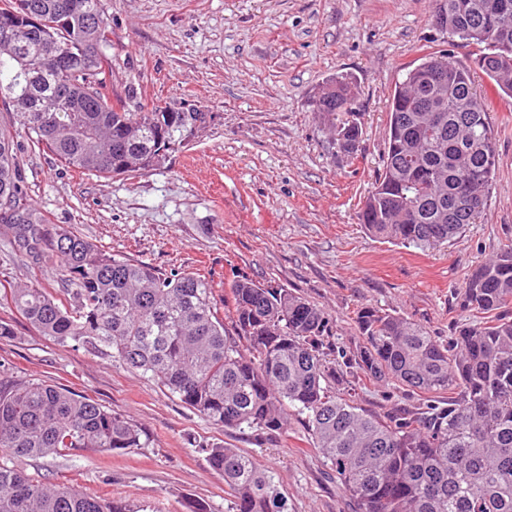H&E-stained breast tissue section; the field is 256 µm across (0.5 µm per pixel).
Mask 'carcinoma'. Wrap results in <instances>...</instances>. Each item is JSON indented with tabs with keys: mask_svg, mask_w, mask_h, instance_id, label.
Returning a JSON list of instances; mask_svg holds the SVG:
<instances>
[{
	"mask_svg": "<svg viewBox=\"0 0 512 512\" xmlns=\"http://www.w3.org/2000/svg\"><path fill=\"white\" fill-rule=\"evenodd\" d=\"M50 24L0 40V105L31 147L111 178L156 170L194 141L213 113L171 102L112 101L108 20L99 0H0ZM448 38L483 47L474 68L512 98V0H435ZM331 148L353 158L362 127L349 82L314 95ZM489 104L471 68L433 52L402 75L387 113L382 171L360 211L374 236L421 250L461 235L485 212L496 165ZM11 125H0V235L32 269L56 267L62 287L5 288L0 301L42 335L108 351L224 428L280 433L299 418L355 512H512V248L478 265L460 307L489 315L443 342L395 311L364 306L362 343L344 366L429 396L422 412L362 409L329 361V318L285 288L229 284L226 327L206 278L120 259L50 224L22 185ZM147 434L99 403L40 382L0 379V449L14 457L80 448H144ZM232 496L229 512H288L274 477L227 445L206 449ZM0 512H136L64 484L46 486L0 463Z\"/></svg>",
	"mask_w": 512,
	"mask_h": 512,
	"instance_id": "cac0c4a2",
	"label": "carcinoma"
}]
</instances>
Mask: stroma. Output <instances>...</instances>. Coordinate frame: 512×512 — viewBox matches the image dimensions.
Returning <instances> with one entry per match:
<instances>
[{"instance_id":"stroma-1","label":"stroma","mask_w":512,"mask_h":512,"mask_svg":"<svg viewBox=\"0 0 512 512\" xmlns=\"http://www.w3.org/2000/svg\"><path fill=\"white\" fill-rule=\"evenodd\" d=\"M109 20L112 98L192 103L214 115L159 169L109 179L21 148V176L51 223L66 224L119 258L208 275L223 302L243 276L322 309L330 341L359 346L354 318L365 305L400 313L440 339L466 316L458 292L480 262L512 247V98H493L496 168L485 213L461 236L423 251L371 236L358 212L382 169L387 112L400 75L447 51L470 66L477 46L433 26L432 0H100ZM347 74L360 107L361 151L333 153L327 120L311 106L328 79ZM0 283L55 288L58 270L9 259ZM12 337L0 338V374L40 381L122 413L150 438L117 453L82 448L16 459L48 484L120 498L147 512H211L230 505L205 448L228 444L253 456L288 499L289 512H352L334 472L299 420L279 434L215 425L177 396L106 352L60 344L0 306ZM374 414L424 407V396L354 379Z\"/></svg>"}]
</instances>
